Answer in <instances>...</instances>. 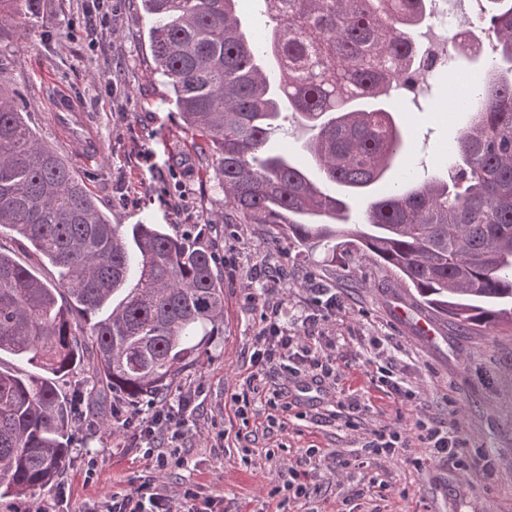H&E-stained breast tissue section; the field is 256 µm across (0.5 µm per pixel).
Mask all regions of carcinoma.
<instances>
[{
  "instance_id": "carcinoma-1",
  "label": "carcinoma",
  "mask_w": 512,
  "mask_h": 512,
  "mask_svg": "<svg viewBox=\"0 0 512 512\" xmlns=\"http://www.w3.org/2000/svg\"><path fill=\"white\" fill-rule=\"evenodd\" d=\"M272 28L248 36L236 0H143L149 50L187 131L212 151L241 224H269L305 257L356 252L467 334L512 322V0L477 21L495 33L472 83L469 123L443 173L372 201L347 223L334 185L359 192L406 151L390 90L416 81V33L429 0H264ZM34 0H0V42ZM312 135L311 179L269 142L286 116ZM0 231L40 265L0 252V353L39 369H0V499L55 481L74 413L59 388L82 359L129 405L172 391L201 338L224 325V275L196 225L112 224L64 156L0 86Z\"/></svg>"
}]
</instances>
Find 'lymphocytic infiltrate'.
Listing matches in <instances>:
<instances>
[{
    "instance_id": "obj_1",
    "label": "lymphocytic infiltrate",
    "mask_w": 512,
    "mask_h": 512,
    "mask_svg": "<svg viewBox=\"0 0 512 512\" xmlns=\"http://www.w3.org/2000/svg\"><path fill=\"white\" fill-rule=\"evenodd\" d=\"M315 325V317L308 316L300 328L288 327L282 319L281 306L265 307L249 346V373L232 397L234 415L242 424H260L268 435L285 428V418L293 404L287 393L270 385L271 371H280L288 378L308 374L319 383L336 386L341 372L329 351L330 339L316 334ZM195 397V392L189 391L181 394L174 406L165 405L151 412L138 407L128 410L124 428L133 429L140 443L157 451L151 465L153 473L129 493L101 499L92 512H199L193 490L172 494L158 485L155 478L171 463L163 447L182 437L195 410ZM415 442L423 448L428 464L450 461L462 454L457 426H429L420 420L410 428L385 424L369 430L364 445L374 455L391 459ZM264 458L277 478L273 493H285L295 502H309L317 491L321 471L319 449H306L293 460L281 459L271 451Z\"/></svg>"
}]
</instances>
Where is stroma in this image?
Wrapping results in <instances>:
<instances>
[{
    "label": "stroma",
    "instance_id": "stroma-1",
    "mask_svg": "<svg viewBox=\"0 0 512 512\" xmlns=\"http://www.w3.org/2000/svg\"><path fill=\"white\" fill-rule=\"evenodd\" d=\"M17 36L0 48V86L17 98L38 137L62 151L101 211L114 224H207L213 260L224 276V326L208 340L198 365L185 371L182 389L198 390L192 424L178 443L180 466L167 471L169 492L188 488L221 501L224 512H260L273 486L264 452L292 458L305 449L325 456L314 500L319 512H512V324L489 336L468 335L441 322L433 334L421 323L425 309L366 257L345 264L305 259L287 244L269 246L266 224H239L225 204L212 167L202 162L172 95L154 71L148 35L151 18L142 0H37L16 22ZM481 61L460 60L427 79L423 92L396 100V122L411 154L365 193L347 195L352 211L389 189L437 174L448 145L468 120L441 111L451 96L448 74L480 72ZM84 113L102 145L86 164L74 140L62 139L58 96ZM151 159H144L142 150ZM288 285L275 293L288 319L321 313V299L335 296L332 353L343 378L342 395L357 394L372 408L365 428L395 420L458 423L472 463L417 466L422 448L402 449L387 460L367 453L361 432L347 429L333 406L317 405L316 419L289 418L288 429L257 437L251 456L238 439L242 424L231 402L237 380L248 373L272 272ZM392 365L400 387L415 399L382 387L378 364ZM83 370L65 378L62 391L77 413L70 458L54 485L28 497L0 502V512H23L33 503L56 512H87L93 503L130 492L148 474L132 432H111L97 415L111 413L74 393ZM67 497L58 500V486Z\"/></svg>",
    "mask_w": 512,
    "mask_h": 512
}]
</instances>
